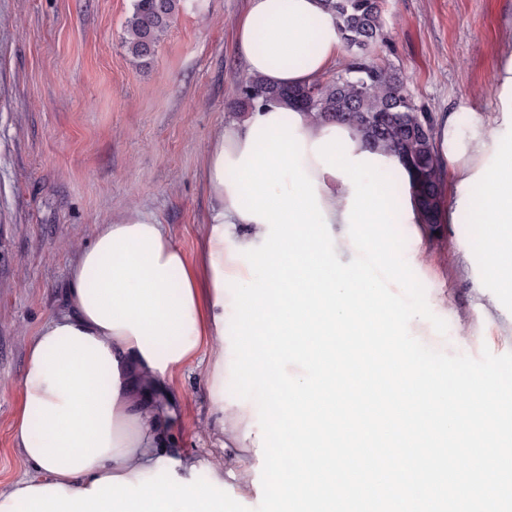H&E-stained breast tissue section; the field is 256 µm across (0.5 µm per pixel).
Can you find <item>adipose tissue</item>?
Masks as SVG:
<instances>
[{
    "label": "adipose tissue",
    "instance_id": "1",
    "mask_svg": "<svg viewBox=\"0 0 512 512\" xmlns=\"http://www.w3.org/2000/svg\"><path fill=\"white\" fill-rule=\"evenodd\" d=\"M235 53L247 75L272 87H301L322 79L344 58L336 18L324 0H246L236 22ZM491 96L495 114L468 138H459L447 116L435 119L436 150L452 167L458 205L473 209L486 253L485 270L512 290V27L503 36ZM294 124L305 146L338 134L352 155L369 147L345 122H317L286 102H258L221 126L205 154L199 263H191L167 225L133 210L94 227L92 244L68 270V307L42 325L28 343L13 446L28 476L0 491V512H225L217 487L254 489L259 465L227 416L242 419L249 407L224 398L223 336L232 313L223 280L248 278L234 246L261 244L265 224L239 215L228 173L268 118ZM301 166L317 180L321 207L336 238L350 240L344 214L350 184L324 172L306 155ZM205 364L215 412L214 433L223 464L185 455L164 460L159 450L177 411L164 382L172 370ZM208 480L196 477L200 467Z\"/></svg>",
    "mask_w": 512,
    "mask_h": 512
}]
</instances>
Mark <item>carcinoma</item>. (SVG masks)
Here are the masks:
<instances>
[{"label":"carcinoma","mask_w":512,"mask_h":512,"mask_svg":"<svg viewBox=\"0 0 512 512\" xmlns=\"http://www.w3.org/2000/svg\"><path fill=\"white\" fill-rule=\"evenodd\" d=\"M335 15L348 59L336 76L303 88H273L257 78L238 87L237 104L280 98L317 121L351 124L379 152L402 154L414 177L426 224L437 223L438 201L446 181L435 150L434 118L417 105L397 70L374 60L385 39L384 0H325ZM181 0H132L122 46L136 60L150 59L167 38Z\"/></svg>","instance_id":"cac0c4a2"}]
</instances>
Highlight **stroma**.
<instances>
[{"mask_svg":"<svg viewBox=\"0 0 512 512\" xmlns=\"http://www.w3.org/2000/svg\"><path fill=\"white\" fill-rule=\"evenodd\" d=\"M131 0H0V489L27 466L12 446L27 345L65 308L74 251L95 225L131 210L168 224L191 262L201 252L209 199L200 171L214 131L235 118L245 74L234 52L244 0H183L153 58L121 41ZM512 26V0H385L382 62L400 69L431 114L454 108L466 135L495 106L488 93ZM475 223L438 229L399 224L416 276L444 297L427 328L433 349L480 357L512 352V293L487 277L471 239ZM178 421L165 445L177 458L216 459L204 367L169 377Z\"/></svg>","mask_w":512,"mask_h":512,"instance_id":"35a3bbf8","label":"stroma"}]
</instances>
